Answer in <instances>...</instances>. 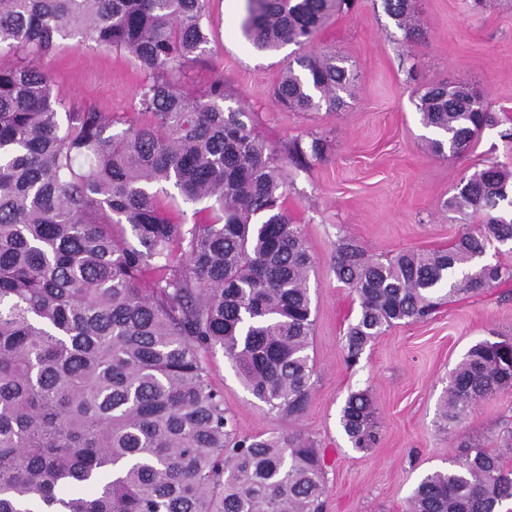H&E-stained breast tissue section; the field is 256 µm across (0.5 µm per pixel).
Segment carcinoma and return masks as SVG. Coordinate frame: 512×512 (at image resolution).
Segmentation results:
<instances>
[{"instance_id": "carcinoma-1", "label": "carcinoma", "mask_w": 512, "mask_h": 512, "mask_svg": "<svg viewBox=\"0 0 512 512\" xmlns=\"http://www.w3.org/2000/svg\"><path fill=\"white\" fill-rule=\"evenodd\" d=\"M210 0H0V512H322L324 458L302 433L239 437L201 353L223 350L259 401L295 419L310 398L314 320L311 256L282 206L275 151L224 106V84L187 92L172 74L210 42ZM353 0H247L243 35L262 50L310 44ZM411 38L408 0H384ZM73 36L125 50L146 72V122L93 109L66 113L40 61ZM275 90L290 110L332 109L351 77L311 53ZM438 154H459L494 116L470 110L455 86L416 104ZM325 144L293 143L321 158ZM512 175L491 162L463 180L448 210L486 213L446 249L390 258L341 242L336 276L360 311L344 336L346 362L388 328L421 320L440 293L478 294L512 269L480 264L492 241L512 242L493 215ZM171 186L204 202L187 227L156 202ZM185 261L171 264L172 246ZM163 271L140 286L147 271ZM512 387V340L473 345L450 376L442 418ZM341 425L353 446L377 440L373 399L351 394ZM512 471L477 445L426 475L410 512H497Z\"/></svg>"}]
</instances>
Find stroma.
Here are the masks:
<instances>
[{
	"label": "stroma",
	"mask_w": 512,
	"mask_h": 512,
	"mask_svg": "<svg viewBox=\"0 0 512 512\" xmlns=\"http://www.w3.org/2000/svg\"><path fill=\"white\" fill-rule=\"evenodd\" d=\"M420 29L405 39L382 0H355L333 14L313 46L256 48L241 31L246 0H211L212 39L177 76L196 94L224 83L227 105L242 108L254 132L275 151L285 178L284 206L314 257L309 288L315 326L309 354L315 374L299 419L271 411L246 389L222 350L204 353L212 385L237 431L302 432L325 460V512H408V499L427 473L460 460L471 444L512 449V388L480 400L450 428L438 423L450 372L480 341L512 338V280L477 295H453L426 319L378 336L356 365L345 362L343 337L359 303L336 278V245L356 242L372 255L448 248L480 216L460 222L445 203L464 178L496 162L512 172V0H410ZM343 58L354 80L343 107L291 112L274 89L287 66L310 50ZM61 112L90 107L113 119L141 120L137 92L144 72L123 50L63 40L41 62ZM465 85L497 118L470 150L435 153L415 102L431 85ZM325 140L321 158L295 162L294 142ZM371 389L378 440L353 448L340 423L350 393Z\"/></svg>",
	"instance_id": "35a3bbf8"
}]
</instances>
